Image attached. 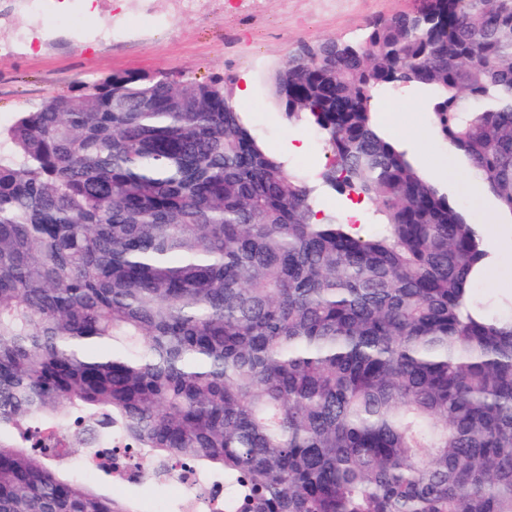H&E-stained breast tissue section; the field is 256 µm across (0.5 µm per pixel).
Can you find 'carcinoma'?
<instances>
[{"instance_id": "cac0c4a2", "label": "carcinoma", "mask_w": 512, "mask_h": 512, "mask_svg": "<svg viewBox=\"0 0 512 512\" xmlns=\"http://www.w3.org/2000/svg\"><path fill=\"white\" fill-rule=\"evenodd\" d=\"M269 82L332 153L318 186L217 79L115 73L0 129V512H138L96 488L114 440L142 477L235 480L212 512H512V315L472 294L477 209L373 107L421 94L512 217V0H417ZM355 198L356 197L354 196L340 195L330 189L323 188L318 196V207L320 209L338 212L345 221L344 212L346 206V217L348 220H360L364 212V217L361 222L348 223L356 224L355 227L359 228L358 231L362 235L371 234L376 228L375 224H371L374 222L372 217V207L368 204L364 211V203L349 202V200H353Z\"/></svg>"}]
</instances>
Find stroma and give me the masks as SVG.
<instances>
[{
  "label": "stroma",
  "mask_w": 512,
  "mask_h": 512,
  "mask_svg": "<svg viewBox=\"0 0 512 512\" xmlns=\"http://www.w3.org/2000/svg\"><path fill=\"white\" fill-rule=\"evenodd\" d=\"M414 0H204L192 13L178 0H50L46 13L34 16L21 0H0V127L17 113L71 93L81 83L115 73L155 75L199 82L228 79L248 86L240 106L254 135L281 156L291 170L313 179L328 162V153L310 125L291 123L278 111L269 76L304 42L352 39L371 23L412 9ZM113 26L111 42L96 34ZM34 31L36 43L18 35ZM387 133L420 164H435L447 145L425 120L423 101L397 89L377 103ZM304 151L292 152L293 138ZM483 247L493 281L478 283V301L497 312L512 306V250L504 248L499 229L512 232L490 194H483ZM112 496L134 500L141 512L165 505L174 512L177 488L148 480L112 486Z\"/></svg>",
  "instance_id": "1"
}]
</instances>
